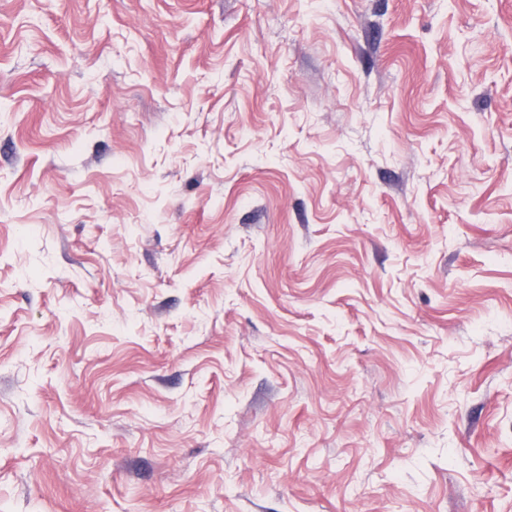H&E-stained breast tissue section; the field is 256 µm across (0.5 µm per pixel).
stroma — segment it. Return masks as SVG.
Segmentation results:
<instances>
[{
  "mask_svg": "<svg viewBox=\"0 0 512 512\" xmlns=\"http://www.w3.org/2000/svg\"><path fill=\"white\" fill-rule=\"evenodd\" d=\"M0 512H512V0H0Z\"/></svg>",
  "mask_w": 512,
  "mask_h": 512,
  "instance_id": "35a3bbf8",
  "label": "stroma"
}]
</instances>
